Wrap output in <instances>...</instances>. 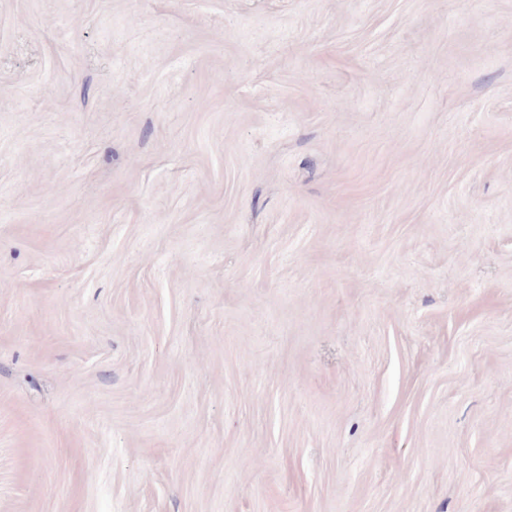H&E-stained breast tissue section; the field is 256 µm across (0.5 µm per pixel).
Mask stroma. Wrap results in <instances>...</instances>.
<instances>
[{
  "instance_id": "35a3bbf8",
  "label": "stroma",
  "mask_w": 512,
  "mask_h": 512,
  "mask_svg": "<svg viewBox=\"0 0 512 512\" xmlns=\"http://www.w3.org/2000/svg\"><path fill=\"white\" fill-rule=\"evenodd\" d=\"M0 512H512V0H0Z\"/></svg>"
}]
</instances>
